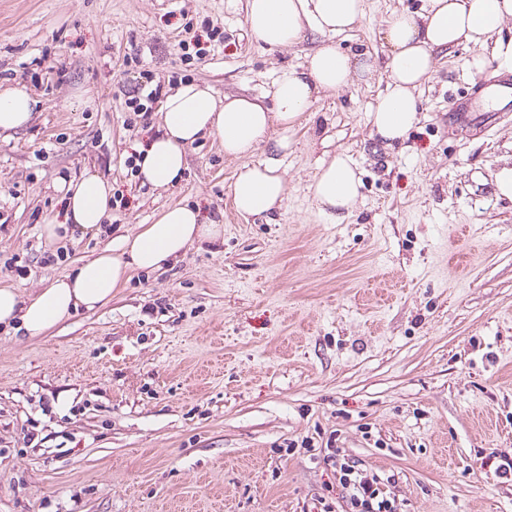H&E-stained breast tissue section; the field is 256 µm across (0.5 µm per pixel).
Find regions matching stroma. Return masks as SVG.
<instances>
[{
  "instance_id": "1",
  "label": "stroma",
  "mask_w": 512,
  "mask_h": 512,
  "mask_svg": "<svg viewBox=\"0 0 512 512\" xmlns=\"http://www.w3.org/2000/svg\"><path fill=\"white\" fill-rule=\"evenodd\" d=\"M367 2L347 33L271 48L246 0H0V90L24 84L36 101L0 134V286H48L178 202L224 226L45 335L0 328V512H316L341 500L332 436L392 478L397 512H512V478L489 457L512 456V200L492 183L512 161V112L480 132L447 114L485 80L467 70L475 47L441 59L404 143L370 134L384 71L313 102L287 149L254 155L286 177L269 215L235 210L239 163L216 137L188 148L169 191L125 164L159 131L126 106L140 71L259 99L323 44L384 59L392 13L427 5ZM339 151L363 186L333 217L311 184ZM88 170L124 203L44 263L56 248L41 226L65 221L59 185Z\"/></svg>"
}]
</instances>
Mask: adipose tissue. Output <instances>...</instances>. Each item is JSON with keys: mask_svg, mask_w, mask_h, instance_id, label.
<instances>
[{"mask_svg": "<svg viewBox=\"0 0 512 512\" xmlns=\"http://www.w3.org/2000/svg\"><path fill=\"white\" fill-rule=\"evenodd\" d=\"M365 13V0H247L245 24L271 47L293 46L306 33L340 34L351 30ZM512 21V0H428L419 17L393 14L385 29L389 47L386 89L369 112L371 132L392 145L403 141L416 125V94L435 73L439 56L461 44L482 48L471 60L481 71L487 58L512 63V39L500 32ZM374 63L366 53H346L322 46L307 54L302 70L281 69L272 83L271 106L246 96L216 99L208 88L188 83L172 89L162 104L161 132L141 147L138 160L143 182L166 189L175 186L186 168V150L211 135L227 157L241 160L232 184L237 212L265 215L281 207L286 180L276 160L253 162L258 147L281 129L278 146L287 147L284 133L322 94H333L372 78ZM34 100L26 88L0 91V132L24 127ZM362 185L351 157L337 152L314 177L313 196L321 211L353 208ZM66 221L46 224L47 240L60 242L76 233L95 232L110 217L112 185L102 175L85 172L62 183ZM222 224L205 221L198 207L173 205L151 224H141L88 257L74 274L57 279L29 297L14 286H0V325L38 336L78 309L109 303L136 270L155 271L180 259L193 244L214 241Z\"/></svg>", "mask_w": 512, "mask_h": 512, "instance_id": "1", "label": "adipose tissue"}]
</instances>
